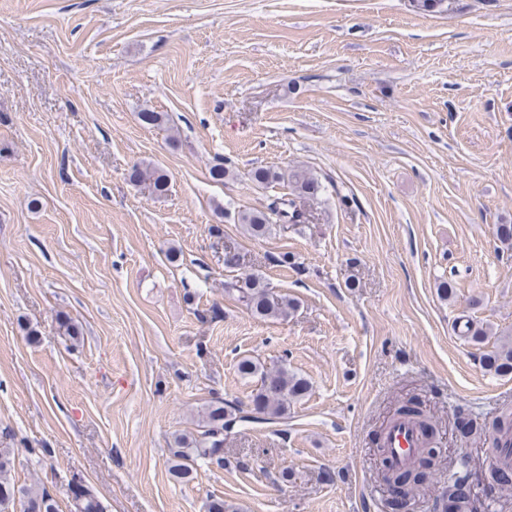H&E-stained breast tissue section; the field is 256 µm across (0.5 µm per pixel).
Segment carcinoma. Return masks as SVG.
Listing matches in <instances>:
<instances>
[{
	"label": "carcinoma",
	"mask_w": 512,
	"mask_h": 512,
	"mask_svg": "<svg viewBox=\"0 0 512 512\" xmlns=\"http://www.w3.org/2000/svg\"><path fill=\"white\" fill-rule=\"evenodd\" d=\"M129 179L146 185L153 194L162 196L169 190L168 176L157 168L148 165L132 166ZM324 190L321 181L306 175H294V191L299 196L314 197ZM234 219L241 224L252 238L264 236L274 224L304 223L303 214L297 209L295 200L284 195L277 196L263 209L239 211ZM242 298L245 299L251 313L262 319L286 318L296 309L294 300L279 295L271 290L261 277L250 274L234 284ZM484 366L499 375L512 374V340L503 338L499 349L483 357ZM239 375L244 379L258 378L259 385L251 394L252 409L266 420H279L288 416L290 404L304 397L310 383L304 377L282 365L275 370H268L251 357H243L237 363ZM394 415L411 416L420 419L424 428H429L420 406L407 402L398 407ZM234 408L222 400L210 403L203 411L197 433L176 439L177 448L173 449L171 475L185 479L191 475L194 466H209L221 463L215 457L216 448L224 442V428L233 420ZM503 430L512 431V408L505 407L484 425L485 435L490 445H495L494 435ZM432 449L422 448L414 464L406 469H395L384 464L383 478L388 484L403 482L411 487L421 482L425 476L424 469L434 462ZM15 462V449L0 448V512H9V508L21 501L27 506V512H59L58 503L53 494L45 487L32 489L18 486L11 476ZM484 485L489 490L507 489L512 486V463L492 466ZM475 498L474 485L471 482L467 461L462 459L451 474L448 475L447 512H457L455 504H472ZM74 512H104V507L96 494L85 488L81 500L73 504Z\"/></svg>",
	"instance_id": "1"
}]
</instances>
